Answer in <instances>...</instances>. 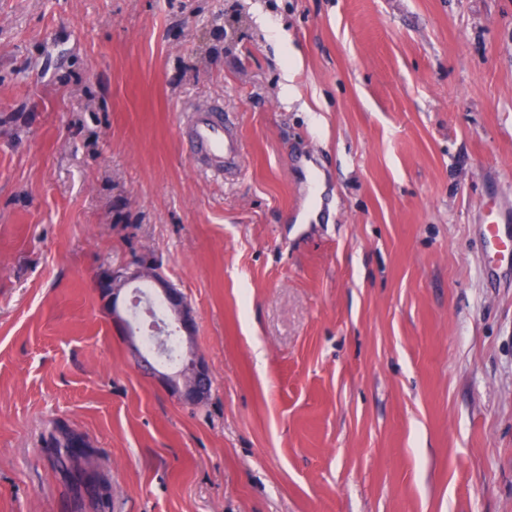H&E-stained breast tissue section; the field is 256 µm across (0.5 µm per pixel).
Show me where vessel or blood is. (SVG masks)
<instances>
[{"label": "vessel or blood", "mask_w": 512, "mask_h": 512, "mask_svg": "<svg viewBox=\"0 0 512 512\" xmlns=\"http://www.w3.org/2000/svg\"><path fill=\"white\" fill-rule=\"evenodd\" d=\"M189 140L194 153L213 164L216 173L241 169L244 149L222 105L214 104L198 111L189 130Z\"/></svg>", "instance_id": "b4317fda"}]
</instances>
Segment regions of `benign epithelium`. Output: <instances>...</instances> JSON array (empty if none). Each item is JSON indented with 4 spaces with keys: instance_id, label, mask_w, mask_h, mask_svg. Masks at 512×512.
Wrapping results in <instances>:
<instances>
[{
    "instance_id": "7a95c632",
    "label": "benign epithelium",
    "mask_w": 512,
    "mask_h": 512,
    "mask_svg": "<svg viewBox=\"0 0 512 512\" xmlns=\"http://www.w3.org/2000/svg\"><path fill=\"white\" fill-rule=\"evenodd\" d=\"M149 283L145 302L164 303L166 319L156 326L158 333H176L180 341V357L170 362L163 350L149 349L143 343L140 313L136 297L138 287ZM95 288L104 295L103 303L129 344L138 354L143 367L170 390L179 401L190 406L204 404L211 393L213 377L205 360L193 346L196 321L193 308L183 294L163 275L161 266L151 256H134L96 277Z\"/></svg>"
}]
</instances>
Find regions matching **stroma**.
I'll return each instance as SVG.
<instances>
[{"mask_svg": "<svg viewBox=\"0 0 512 512\" xmlns=\"http://www.w3.org/2000/svg\"><path fill=\"white\" fill-rule=\"evenodd\" d=\"M221 102L241 170L207 173ZM512 0H0V512H512ZM154 256L182 405L95 286ZM198 112L189 130L190 145L194 153L200 154L216 168L215 173H224V168L238 171L244 160V149L237 132L231 128L224 115V107L214 104L196 110ZM101 275H97L95 288L103 294V303L112 315L129 344L138 354L143 367L149 370L157 380L170 390L179 401L190 406L204 404L211 393L213 377L205 360L193 346L196 321L193 308L183 294L163 275L161 266L152 256H133ZM143 282L149 283V292L145 302L150 313L151 301H162L166 309V319L155 329L159 334L176 332L181 345V354L175 361L163 359V350L155 348L157 337L146 333L143 343L140 313L137 306L141 302L136 297L137 289ZM185 348V352H184ZM158 367L173 369L172 372L159 370ZM60 428L56 426L45 440L46 448H50L53 466L63 473L71 482L73 498L70 503L71 512H84L91 508L94 512H112V484L103 476L90 475L78 466V461L89 455L88 450L73 454L71 440L67 435L56 434ZM89 476L90 478H87ZM87 478L90 483L81 492V484Z\"/></svg>", "mask_w": 512, "mask_h": 512, "instance_id": "1", "label": "stroma"}]
</instances>
